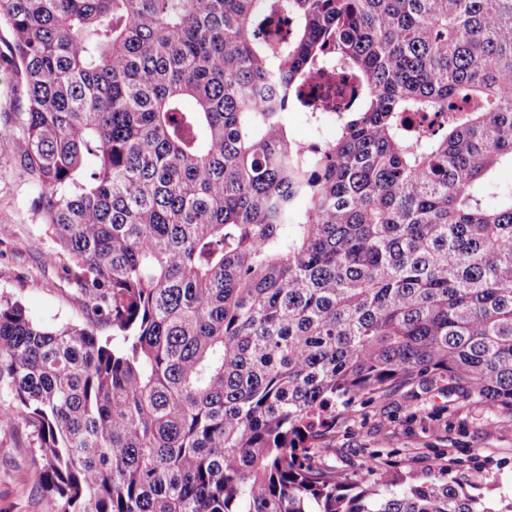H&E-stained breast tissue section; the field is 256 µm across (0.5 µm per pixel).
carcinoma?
<instances>
[{
    "mask_svg": "<svg viewBox=\"0 0 512 512\" xmlns=\"http://www.w3.org/2000/svg\"><path fill=\"white\" fill-rule=\"evenodd\" d=\"M2 26L0 135L84 303L47 329L0 301L44 512H512L326 443L415 385L512 413V0H0ZM328 69L359 97L307 149L285 96Z\"/></svg>",
    "mask_w": 512,
    "mask_h": 512,
    "instance_id": "1",
    "label": "carcinoma"
}]
</instances>
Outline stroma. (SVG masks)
Masks as SVG:
<instances>
[{
  "instance_id": "35a3bbf8",
  "label": "stroma",
  "mask_w": 512,
  "mask_h": 512,
  "mask_svg": "<svg viewBox=\"0 0 512 512\" xmlns=\"http://www.w3.org/2000/svg\"><path fill=\"white\" fill-rule=\"evenodd\" d=\"M39 191L0 140V299L19 302L34 324L55 329L83 320L70 283L42 266L53 242L35 202ZM329 461L349 471L378 469L426 476L436 465L467 479L483 469L490 506L512 494V415L436 387L396 390L342 415L327 440ZM42 462L31 429L0 420V512H43Z\"/></svg>"
}]
</instances>
